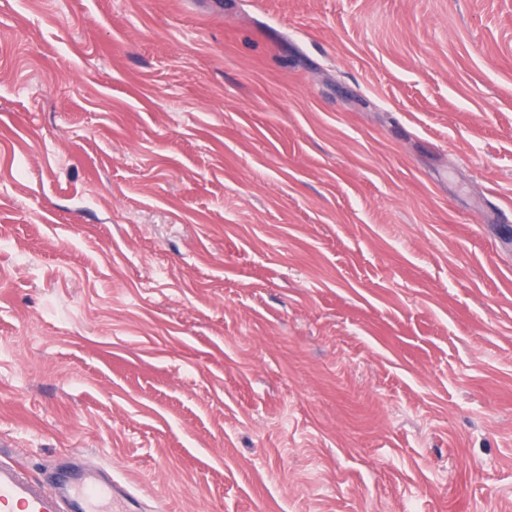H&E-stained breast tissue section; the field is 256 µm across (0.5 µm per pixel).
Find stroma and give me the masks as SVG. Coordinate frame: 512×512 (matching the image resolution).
<instances>
[{"label": "stroma", "instance_id": "stroma-1", "mask_svg": "<svg viewBox=\"0 0 512 512\" xmlns=\"http://www.w3.org/2000/svg\"><path fill=\"white\" fill-rule=\"evenodd\" d=\"M112 512H512V0H0V459Z\"/></svg>", "mask_w": 512, "mask_h": 512}]
</instances>
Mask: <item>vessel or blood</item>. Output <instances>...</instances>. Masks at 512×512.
Segmentation results:
<instances>
[{"label": "vessel or blood", "mask_w": 512, "mask_h": 512, "mask_svg": "<svg viewBox=\"0 0 512 512\" xmlns=\"http://www.w3.org/2000/svg\"><path fill=\"white\" fill-rule=\"evenodd\" d=\"M112 512V479L89 464L56 469L41 482L24 466L0 461V512Z\"/></svg>", "instance_id": "1"}]
</instances>
